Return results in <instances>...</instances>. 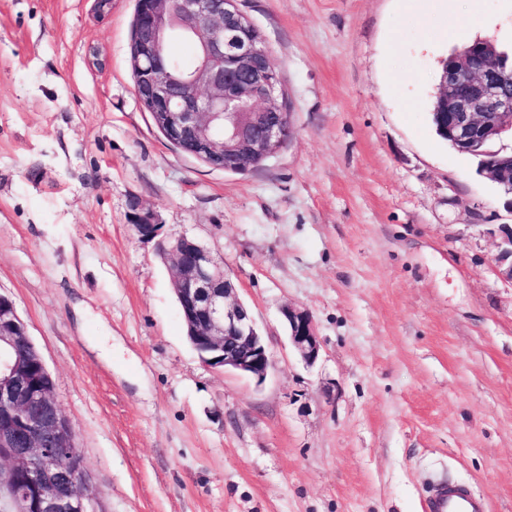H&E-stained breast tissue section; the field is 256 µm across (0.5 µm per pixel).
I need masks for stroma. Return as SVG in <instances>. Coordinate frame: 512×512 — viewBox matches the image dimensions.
I'll list each match as a JSON object with an SVG mask.
<instances>
[{"mask_svg":"<svg viewBox=\"0 0 512 512\" xmlns=\"http://www.w3.org/2000/svg\"><path fill=\"white\" fill-rule=\"evenodd\" d=\"M136 0H0V294L52 374L102 512H512V210L429 119L451 18L401 0H241L292 132L244 174L183 154L134 92ZM456 14L512 40V0ZM211 248L275 368L191 348L157 244ZM308 310L321 357L288 342ZM135 213L136 220L132 224L134 231L137 236L146 241H152L161 235L162 224H158L155 215L139 205H137ZM498 253L495 257L499 277L512 284V226L504 225L500 230ZM280 313L289 343L307 366H313L320 357L321 342L311 314L291 305L282 306ZM427 512H487L488 505L483 497L471 489L453 485L438 484L427 499Z\"/></svg>","mask_w":512,"mask_h":512,"instance_id":"35a3bbf8","label":"stroma"}]
</instances>
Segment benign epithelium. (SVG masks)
<instances>
[{
  "label": "benign epithelium",
  "instance_id": "benign-epithelium-1",
  "mask_svg": "<svg viewBox=\"0 0 512 512\" xmlns=\"http://www.w3.org/2000/svg\"><path fill=\"white\" fill-rule=\"evenodd\" d=\"M240 0H136L130 60L134 90L173 145L215 169L245 173L273 156L291 132L281 77L261 30ZM193 39L198 58L190 70L169 61L175 36ZM436 111L448 141L464 151L479 140L512 131V92L492 44L460 49L445 65ZM512 194V155L483 170ZM137 236L158 240L172 271L182 320L203 363L261 384L273 368L250 309L211 249L186 237H161L155 215L139 206ZM499 277L512 283V226L500 230ZM288 341L314 365L321 342L311 314L280 309ZM40 365L45 379L30 382L20 356ZM71 425L55 383L13 300L0 294V512H100L99 493L87 482Z\"/></svg>",
  "mask_w": 512,
  "mask_h": 512
}]
</instances>
